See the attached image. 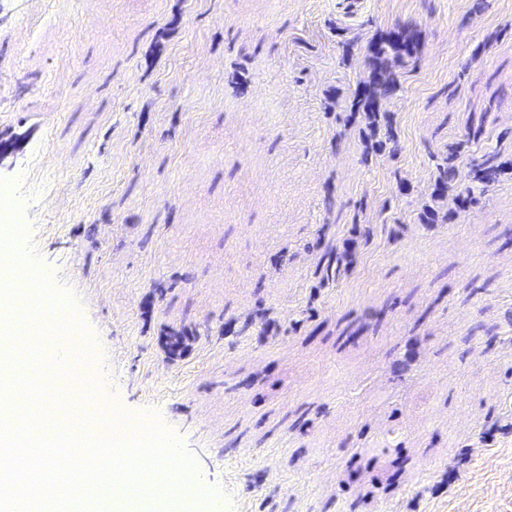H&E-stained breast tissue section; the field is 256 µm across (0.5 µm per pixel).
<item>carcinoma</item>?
I'll return each instance as SVG.
<instances>
[{
  "label": "carcinoma",
  "instance_id": "1",
  "mask_svg": "<svg viewBox=\"0 0 512 512\" xmlns=\"http://www.w3.org/2000/svg\"><path fill=\"white\" fill-rule=\"evenodd\" d=\"M416 36L410 29L396 31L388 37H379L368 55L372 65V76L369 85L370 98L365 99L359 95L353 100L352 107L357 112H363L378 122L379 105L382 99L390 96L397 83L394 74L389 71V60L404 59L412 56L416 51ZM455 157H448V161L437 165V175L434 179L436 196L440 199L451 197L453 203L462 201L471 203L476 201L473 189L486 188L495 183L502 172L501 165L495 162V157L487 156L481 160H472L467 164L466 172H460L454 164ZM322 247L321 264L318 270L319 283L333 284L348 271L355 261V256L348 252H339L328 243L317 242ZM188 334L182 330H174L163 337V347L170 358L180 357L188 346Z\"/></svg>",
  "mask_w": 512,
  "mask_h": 512
}]
</instances>
